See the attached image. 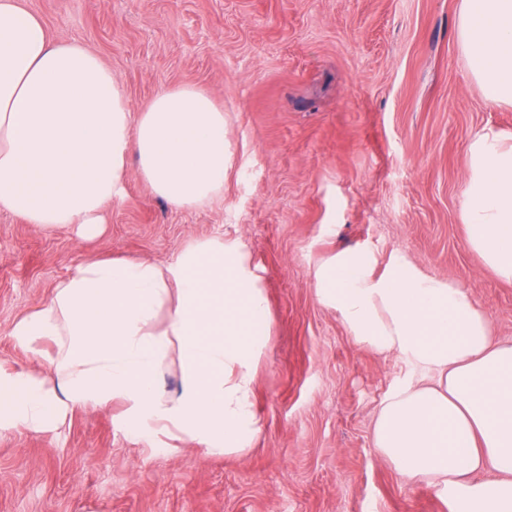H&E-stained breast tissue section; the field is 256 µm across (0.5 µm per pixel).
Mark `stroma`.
<instances>
[{
    "mask_svg": "<svg viewBox=\"0 0 512 512\" xmlns=\"http://www.w3.org/2000/svg\"><path fill=\"white\" fill-rule=\"evenodd\" d=\"M60 42L95 51L132 109L191 83L224 108V194L172 208L130 172L94 238L0 211V365L39 371L11 334L81 263L165 265L204 239L248 247L272 327L255 384L261 430L212 455L123 428L120 406L56 428L0 431V512H452L406 484L372 442L386 393L410 373L356 344L313 288L336 250L408 253L468 287L512 342V284L466 241L471 138L512 133L457 38L462 0H28Z\"/></svg>",
    "mask_w": 512,
    "mask_h": 512,
    "instance_id": "obj_1",
    "label": "stroma"
}]
</instances>
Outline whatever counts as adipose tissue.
Wrapping results in <instances>:
<instances>
[{"label": "adipose tissue", "mask_w": 512, "mask_h": 512, "mask_svg": "<svg viewBox=\"0 0 512 512\" xmlns=\"http://www.w3.org/2000/svg\"><path fill=\"white\" fill-rule=\"evenodd\" d=\"M457 35L486 101L512 103V0H462ZM132 157L170 206H204L224 190L223 108L184 84L132 112L96 52L54 40L26 0H0V210L97 235ZM462 218L471 249L512 282L511 134L471 139ZM313 286L355 343L414 372L375 413L381 457L406 481L446 491L455 512H512V343L495 339L471 290L402 251L379 264L366 246L323 261ZM12 334L48 369L0 366V430L44 431L75 408L115 402L136 436L187 438L210 453L249 448L260 429L254 382L269 307L241 241H204L164 266L83 262ZM173 353L182 386L169 397L157 375ZM482 470L496 479L470 482Z\"/></svg>", "instance_id": "obj_1"}]
</instances>
